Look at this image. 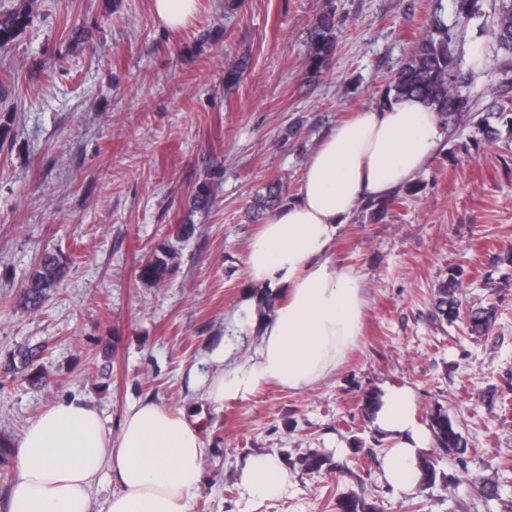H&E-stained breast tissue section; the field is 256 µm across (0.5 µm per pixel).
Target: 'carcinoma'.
Here are the masks:
<instances>
[{"label": "carcinoma", "mask_w": 512, "mask_h": 512, "mask_svg": "<svg viewBox=\"0 0 512 512\" xmlns=\"http://www.w3.org/2000/svg\"><path fill=\"white\" fill-rule=\"evenodd\" d=\"M37 0H13L10 8L0 11V47L13 42L28 26L35 14ZM454 17L468 20L484 16L482 0H450ZM490 34L503 52L497 66L504 75V86L512 85V0H499L494 11ZM459 31L455 23H449L433 15L425 31L420 35L410 54L396 68L390 82L389 92L395 97L420 99L444 126H454L463 119L469 120L488 141H496L501 134H512V98L502 101L496 111L481 112L470 95L474 70L486 64L483 55L475 52L466 64L458 50ZM338 52L335 12L326 5L316 14L309 30L307 42L306 74L317 80L332 63ZM247 61L243 58H228L224 62V89L239 85ZM216 198L214 182L206 176L195 184L190 196L191 211L207 210ZM398 196L384 201L360 204L361 211L372 223L380 222L395 203ZM283 201L282 186L278 181L266 185L265 192L258 194L252 204L256 215L272 212ZM70 260L60 252L41 253L35 265L25 276L21 304L31 311L42 309L50 293L65 276ZM169 269L166 256L151 255L137 262L136 276L145 282L159 283ZM460 271L451 269L442 279L432 299L436 318L452 324L461 316ZM498 317V307L490 303L486 307L472 309L466 315L468 334L482 337L489 333ZM39 351L20 347L13 351L7 361H0V374L23 373V380L32 386L42 383L43 375L37 367ZM429 427L439 451L444 454H459L462 437L448 413L440 408L429 415ZM421 474L420 487L431 489L444 473L438 470L437 460L429 454L418 461ZM336 512H372L366 501L356 494H343L336 499Z\"/></svg>", "instance_id": "cac0c4a2"}]
</instances>
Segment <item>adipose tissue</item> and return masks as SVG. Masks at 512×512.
Returning <instances> with one entry per match:
<instances>
[{
    "instance_id": "ef3b65f1",
    "label": "adipose tissue",
    "mask_w": 512,
    "mask_h": 512,
    "mask_svg": "<svg viewBox=\"0 0 512 512\" xmlns=\"http://www.w3.org/2000/svg\"><path fill=\"white\" fill-rule=\"evenodd\" d=\"M437 132L436 113L402 97L358 110L320 142L296 198L262 225L246 256L250 282L280 300L261 324L231 318L241 333H259L260 343L246 360L205 380L206 400H245L269 384L305 391L336 373L361 333L364 297L358 277L327 250L359 202L390 195L427 163ZM372 424L391 443L386 480L402 493L415 491L428 437L412 390L386 389ZM16 448L7 512H91L106 477L118 489L105 512H189L202 483L197 427L149 401L134 405L116 433L87 400L58 402ZM288 480L286 467L269 455L248 458L240 470L251 502L280 496Z\"/></svg>"
}]
</instances>
